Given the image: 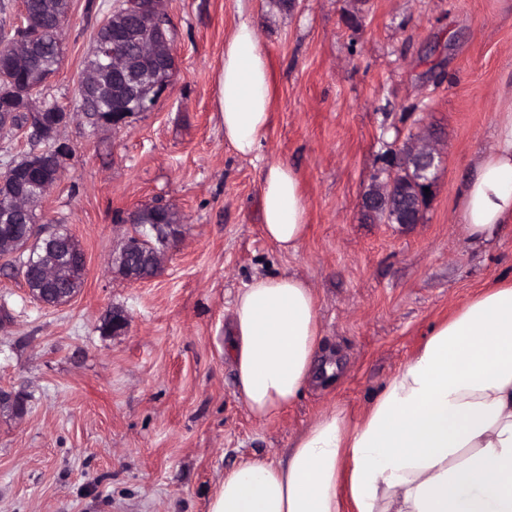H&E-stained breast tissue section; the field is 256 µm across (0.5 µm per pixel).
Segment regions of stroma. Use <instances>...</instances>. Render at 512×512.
Returning <instances> with one entry per match:
<instances>
[{
  "label": "stroma",
  "instance_id": "stroma-1",
  "mask_svg": "<svg viewBox=\"0 0 512 512\" xmlns=\"http://www.w3.org/2000/svg\"><path fill=\"white\" fill-rule=\"evenodd\" d=\"M118 0H69L62 62L39 97L75 115L71 154L37 208L78 240L87 275L59 307L0 259V512H207L225 469L283 458L320 413L360 419L431 327L512 276V224L484 245L457 223L459 189L512 90V0H163L176 32L169 91L121 129L79 118L98 28ZM259 29L275 107L259 156L224 142L215 75L239 11ZM424 120L445 162L423 223L369 224L360 199L396 136ZM300 173L309 231L282 254L257 220L263 161ZM175 211L156 278L112 267L127 213ZM311 286L334 376L259 421L224 353L235 295L256 274ZM128 321L107 331L112 312Z\"/></svg>",
  "mask_w": 512,
  "mask_h": 512
}]
</instances>
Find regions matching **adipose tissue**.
Returning a JSON list of instances; mask_svg holds the SVG:
<instances>
[{
  "label": "adipose tissue",
  "instance_id": "adipose-tissue-1",
  "mask_svg": "<svg viewBox=\"0 0 512 512\" xmlns=\"http://www.w3.org/2000/svg\"><path fill=\"white\" fill-rule=\"evenodd\" d=\"M224 141L257 156L274 107L272 68L252 15L224 40L217 75ZM492 144L459 193L457 220L474 244L512 224V96L496 107ZM264 236L296 252L308 209L298 171L261 169ZM225 351L249 412L264 420L295 402L326 365L317 300L289 274H258L234 300ZM208 512H512V278H501L431 330L358 422L319 415L285 458L224 473Z\"/></svg>",
  "mask_w": 512,
  "mask_h": 512
}]
</instances>
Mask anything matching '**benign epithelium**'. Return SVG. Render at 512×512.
I'll return each mask as SVG.
<instances>
[{
	"label": "benign epithelium",
	"mask_w": 512,
	"mask_h": 512,
	"mask_svg": "<svg viewBox=\"0 0 512 512\" xmlns=\"http://www.w3.org/2000/svg\"><path fill=\"white\" fill-rule=\"evenodd\" d=\"M162 0H131L129 12L112 17V40L97 42L85 71L81 97V116L94 126L114 130L122 128L132 115L151 110L169 88L176 68L174 37L161 10ZM33 34L15 37L0 47V130L15 128L14 117L25 112L41 117L51 105L34 97L50 73L32 65ZM56 118L47 124L28 122L27 127L49 147L26 155L22 162L9 167L0 177L18 185L11 196L13 211L26 214L39 205L47 192L57 184L64 171L69 144L62 136L74 115L63 109L54 110ZM442 152L434 136L412 132L402 141H394L380 158L381 167L361 199L365 215L382 224L411 226L421 223L433 195ZM145 218L143 229L164 242L177 238L181 221L168 207H155L133 213L130 223ZM164 250L138 255L130 236H125L112 263L124 271L130 281H144V272L160 275ZM23 278L38 277L40 287L32 295L39 302L60 296L59 285L65 267L59 251L44 247L33 262L21 267ZM62 297V296H60ZM71 296L62 297L66 304ZM8 409L20 416L24 399L18 392L0 390V412Z\"/></svg>",
	"instance_id": "1"
}]
</instances>
